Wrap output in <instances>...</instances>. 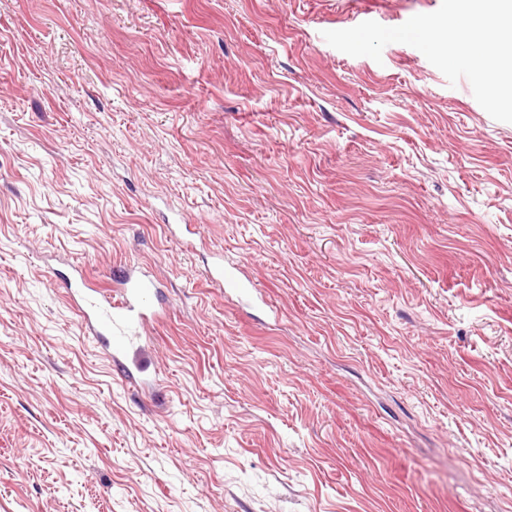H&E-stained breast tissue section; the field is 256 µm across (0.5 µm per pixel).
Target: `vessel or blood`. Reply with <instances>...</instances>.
I'll return each mask as SVG.
<instances>
[{
    "instance_id": "b4317fda",
    "label": "vessel or blood",
    "mask_w": 512,
    "mask_h": 512,
    "mask_svg": "<svg viewBox=\"0 0 512 512\" xmlns=\"http://www.w3.org/2000/svg\"><path fill=\"white\" fill-rule=\"evenodd\" d=\"M209 277L225 293L245 298L252 297L254 293L253 288L241 279L239 267L225 264L223 258H216ZM83 283V277L78 276L66 284V291L81 314L83 331L95 337L102 350L116 366L121 367L130 381H137L135 369L127 366L126 360L139 336L140 327L158 315L152 303L156 292L154 281L127 270L119 278L118 293L103 292L96 296L84 294Z\"/></svg>"
}]
</instances>
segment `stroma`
Returning <instances> with one entry per match:
<instances>
[{"label":"stroma","instance_id":"35a3bbf8","mask_svg":"<svg viewBox=\"0 0 512 512\" xmlns=\"http://www.w3.org/2000/svg\"><path fill=\"white\" fill-rule=\"evenodd\" d=\"M440 5L0 0V512H512V123L322 36ZM72 262L154 272L143 389ZM239 274V267L236 265H224V258L221 255L216 257L209 270L210 279L221 288H224L225 295L235 293L239 297L252 298L255 289L247 285Z\"/></svg>","mask_w":512,"mask_h":512}]
</instances>
